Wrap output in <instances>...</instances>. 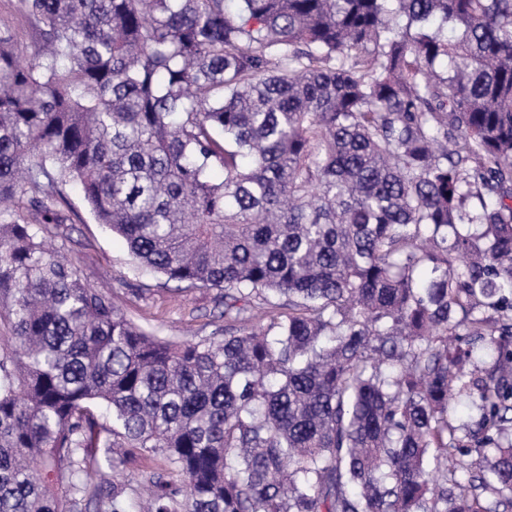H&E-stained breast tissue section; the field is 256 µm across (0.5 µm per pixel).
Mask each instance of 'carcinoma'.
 Returning <instances> with one entry per match:
<instances>
[{
	"label": "carcinoma",
	"instance_id": "1",
	"mask_svg": "<svg viewBox=\"0 0 512 512\" xmlns=\"http://www.w3.org/2000/svg\"><path fill=\"white\" fill-rule=\"evenodd\" d=\"M22 4L0 512H125L89 460L140 462L145 512H512V0ZM70 182L224 334L152 336L51 249Z\"/></svg>",
	"mask_w": 512,
	"mask_h": 512
}]
</instances>
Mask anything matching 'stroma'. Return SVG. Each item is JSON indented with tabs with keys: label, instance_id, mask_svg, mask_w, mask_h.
Instances as JSON below:
<instances>
[{
	"label": "stroma",
	"instance_id": "1",
	"mask_svg": "<svg viewBox=\"0 0 512 512\" xmlns=\"http://www.w3.org/2000/svg\"><path fill=\"white\" fill-rule=\"evenodd\" d=\"M0 30L11 31L25 55L36 54L39 24L19 0H0ZM57 208L67 222L52 246L67 255L89 284L110 294L135 324L159 337L194 342L223 327L214 291L166 287L163 276L139 266L121 236L96 223L77 187L63 186Z\"/></svg>",
	"mask_w": 512,
	"mask_h": 512
}]
</instances>
